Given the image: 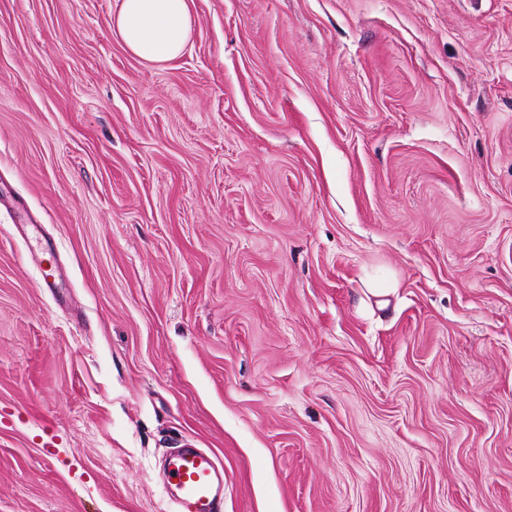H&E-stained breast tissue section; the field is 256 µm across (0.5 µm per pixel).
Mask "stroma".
Listing matches in <instances>:
<instances>
[{
    "label": "stroma",
    "mask_w": 512,
    "mask_h": 512,
    "mask_svg": "<svg viewBox=\"0 0 512 512\" xmlns=\"http://www.w3.org/2000/svg\"><path fill=\"white\" fill-rule=\"evenodd\" d=\"M113 5L0 0V512H176L185 444L224 512H512V0H191L161 65Z\"/></svg>",
    "instance_id": "obj_1"
}]
</instances>
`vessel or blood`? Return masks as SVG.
Listing matches in <instances>:
<instances>
[{
	"instance_id": "1",
	"label": "vessel or blood",
	"mask_w": 512,
	"mask_h": 512,
	"mask_svg": "<svg viewBox=\"0 0 512 512\" xmlns=\"http://www.w3.org/2000/svg\"><path fill=\"white\" fill-rule=\"evenodd\" d=\"M167 471L179 512H223L224 471L213 453L178 449L171 455Z\"/></svg>"
}]
</instances>
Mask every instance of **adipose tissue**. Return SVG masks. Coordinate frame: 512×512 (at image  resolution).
I'll return each instance as SVG.
<instances>
[{"label":"adipose tissue","instance_id":"1","mask_svg":"<svg viewBox=\"0 0 512 512\" xmlns=\"http://www.w3.org/2000/svg\"><path fill=\"white\" fill-rule=\"evenodd\" d=\"M111 26L132 56L161 64L185 51L193 15L189 0H115Z\"/></svg>","mask_w":512,"mask_h":512}]
</instances>
